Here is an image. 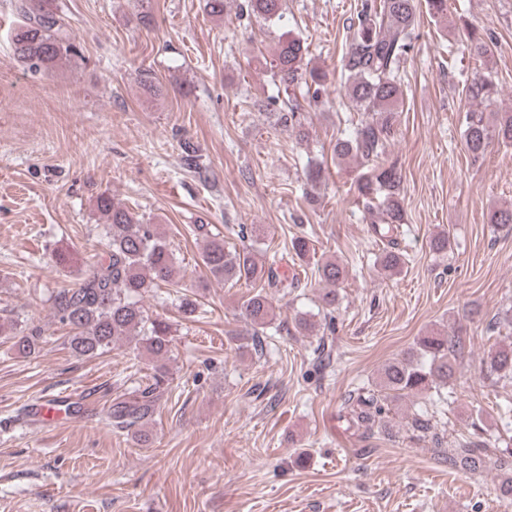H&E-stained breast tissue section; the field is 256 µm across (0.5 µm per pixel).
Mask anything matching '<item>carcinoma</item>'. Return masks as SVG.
<instances>
[{
  "mask_svg": "<svg viewBox=\"0 0 512 512\" xmlns=\"http://www.w3.org/2000/svg\"><path fill=\"white\" fill-rule=\"evenodd\" d=\"M20 2L26 22L15 29L13 44L17 58L28 69L36 72L48 69L76 52L57 0ZM283 2L243 0L238 5V15H253L268 22L280 20ZM417 8V0H361L341 64L349 98L371 117L360 120L348 136L337 139L334 153L340 159L353 158L361 166L357 191L366 210L381 214L380 222L370 225V232L382 244L377 265L389 275L400 273L406 260L397 242L404 211L399 199L401 177L395 167L383 166L380 159L392 137L395 112L403 98L401 68L413 49ZM466 48L477 59L486 58L492 52L487 40L475 30L468 32ZM306 51L300 39L278 40L269 62L270 70L284 90L312 86L317 99L326 75L304 66ZM468 92L472 99L489 104L498 95L496 84L485 74L473 77ZM274 117L300 138L306 137L300 106L295 100H288L287 108ZM494 139L512 143V112H497L492 122L481 112H467L464 147L469 156L474 160L483 157ZM96 207L105 219L102 233L105 257L89 269L79 287L58 291L53 296V308L59 321L70 327L66 344L73 355L93 358L121 342H133L155 360L154 373L148 382L115 398L107 412L113 430L130 434L138 443L146 444L151 436L148 425L168 378L165 360L172 341V324L149 316L141 298L162 286L182 287L184 273L175 254L158 234L157 225L144 223L110 194L99 195ZM490 221L512 232V205L493 209ZM194 231L206 237L203 263L215 279L242 282L255 288L243 302V308L251 327L252 344L262 346V333L274 315L267 289L285 287L286 279L281 277L276 263L259 260L261 252L255 247L259 225L241 228V237L249 239L250 244L233 250L225 247L224 237L207 231L204 224L195 225ZM317 272L326 285L321 295L323 308L329 311L336 306V285L345 279L346 265L337 259L326 260L317 267ZM294 328L307 336L319 332L313 316L307 313L294 317ZM41 342L42 329L34 326L26 334L13 337L12 349L27 357ZM463 347L461 336L438 330L417 338L406 356L383 366L374 387H363L344 402L342 417L348 427L360 437L368 438L389 417L398 400L447 386ZM481 363L498 379L512 382V340L491 349ZM431 420L428 411H415L407 416L406 426L419 439L431 438L436 451L446 455L451 468L472 474L497 471L500 495L512 502V449L491 454L483 442L469 437L456 440L444 449Z\"/></svg>",
  "mask_w": 512,
  "mask_h": 512,
  "instance_id": "1",
  "label": "carcinoma"
}]
</instances>
